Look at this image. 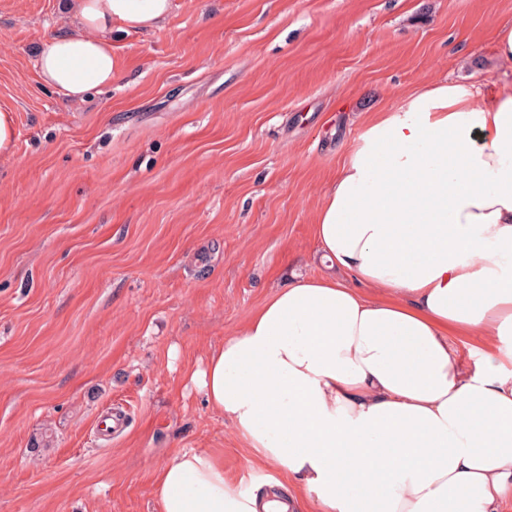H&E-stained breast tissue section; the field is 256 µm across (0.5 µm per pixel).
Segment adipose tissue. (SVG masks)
I'll use <instances>...</instances> for the list:
<instances>
[{
    "instance_id": "obj_1",
    "label": "adipose tissue",
    "mask_w": 512,
    "mask_h": 512,
    "mask_svg": "<svg viewBox=\"0 0 512 512\" xmlns=\"http://www.w3.org/2000/svg\"><path fill=\"white\" fill-rule=\"evenodd\" d=\"M41 84L112 82V35L172 0H69ZM348 281L299 277L214 349L195 381L234 427L242 490L208 450L155 471L158 512H501L512 501V81L438 80L372 113L316 213ZM477 338L464 360L454 338Z\"/></svg>"
}]
</instances>
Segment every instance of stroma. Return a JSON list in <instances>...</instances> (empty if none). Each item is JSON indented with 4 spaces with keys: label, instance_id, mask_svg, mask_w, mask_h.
Masks as SVG:
<instances>
[{
    "label": "stroma",
    "instance_id": "1",
    "mask_svg": "<svg viewBox=\"0 0 512 512\" xmlns=\"http://www.w3.org/2000/svg\"><path fill=\"white\" fill-rule=\"evenodd\" d=\"M505 20L512 0H173L74 102L35 57L77 19L0 0V512H157L180 449L265 489L192 375L291 274L329 275L315 213L364 113L512 80ZM102 411L122 431L99 436ZM493 53L504 62H512V24L500 25L493 39ZM14 114L13 111L0 108V154H7L12 151L14 144Z\"/></svg>",
    "mask_w": 512,
    "mask_h": 512
}]
</instances>
